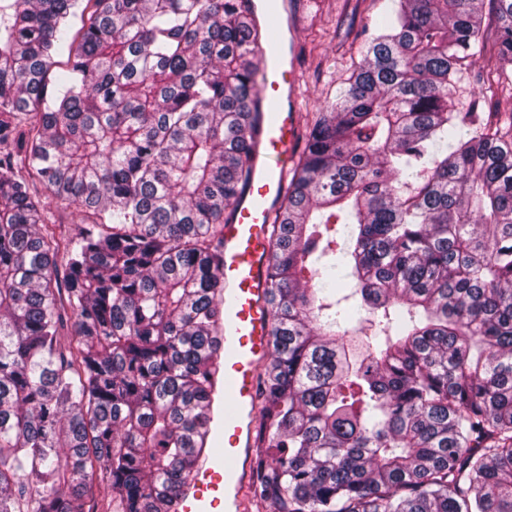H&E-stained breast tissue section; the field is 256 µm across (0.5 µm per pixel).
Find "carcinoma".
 <instances>
[{
  "label": "carcinoma",
  "mask_w": 512,
  "mask_h": 512,
  "mask_svg": "<svg viewBox=\"0 0 512 512\" xmlns=\"http://www.w3.org/2000/svg\"><path fill=\"white\" fill-rule=\"evenodd\" d=\"M248 2L0 0V512H95L96 480L112 512H176L212 451L224 214L254 146ZM393 2L269 226L265 512H512V111L493 127L455 103L484 0ZM489 2L485 99L512 89V0ZM19 161L107 220L60 238Z\"/></svg>",
  "instance_id": "obj_1"
}]
</instances>
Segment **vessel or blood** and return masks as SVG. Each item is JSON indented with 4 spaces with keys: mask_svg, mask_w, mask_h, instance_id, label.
Instances as JSON below:
<instances>
[{
    "mask_svg": "<svg viewBox=\"0 0 512 512\" xmlns=\"http://www.w3.org/2000/svg\"><path fill=\"white\" fill-rule=\"evenodd\" d=\"M253 9L256 26L274 27L276 35L261 48L250 179L224 226L225 402L214 426L222 450L200 463L183 489L179 512H249L258 368L270 349L267 225L282 199L280 170L300 145L295 39L303 0H255Z\"/></svg>",
    "mask_w": 512,
    "mask_h": 512,
    "instance_id": "obj_1",
    "label": "vessel or blood"
}]
</instances>
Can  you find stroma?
Instances as JSON below:
<instances>
[{"label": "stroma", "instance_id": "obj_1", "mask_svg": "<svg viewBox=\"0 0 512 512\" xmlns=\"http://www.w3.org/2000/svg\"><path fill=\"white\" fill-rule=\"evenodd\" d=\"M392 7V0H308L300 27L302 129L347 87L362 62L368 28Z\"/></svg>", "mask_w": 512, "mask_h": 512}]
</instances>
